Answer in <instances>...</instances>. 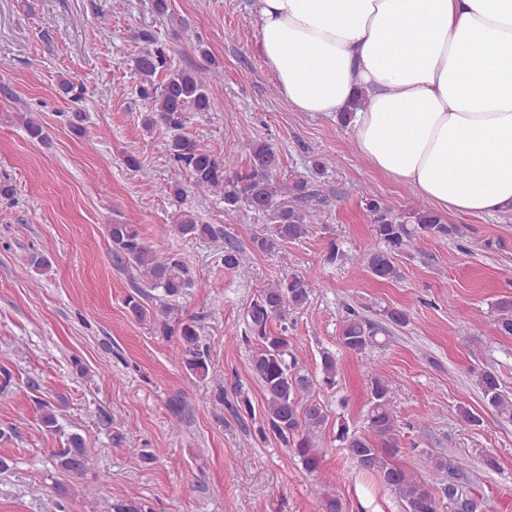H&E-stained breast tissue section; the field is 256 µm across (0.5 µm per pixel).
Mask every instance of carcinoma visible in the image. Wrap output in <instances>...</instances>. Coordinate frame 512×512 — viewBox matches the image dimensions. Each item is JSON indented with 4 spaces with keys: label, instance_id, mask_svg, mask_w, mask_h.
<instances>
[{
    "label": "carcinoma",
    "instance_id": "1",
    "mask_svg": "<svg viewBox=\"0 0 512 512\" xmlns=\"http://www.w3.org/2000/svg\"><path fill=\"white\" fill-rule=\"evenodd\" d=\"M133 39L140 44L136 54L134 73L136 90L143 100L151 104L144 114L142 127L151 132L161 128L168 133L166 156L169 163L189 177V184L178 182L170 186L177 198L194 195L218 194L224 200V210L237 212L246 209L258 213L272 225V236H256L252 243L262 252L269 250L278 239L283 242L299 240L309 233V203L320 196V190L299 175L288 180L277 178L282 167L277 149L253 136L243 128L237 136V145L248 159V170L243 174H230L224 168V157L201 140L187 135L184 129L192 112L212 110L207 91L209 75L218 73L217 67L176 68L172 65L170 49L151 28L135 31ZM52 95H63L73 102L84 99L85 87L81 82L68 79L49 87ZM373 215L375 237L384 249H367L362 262L370 272L381 279L398 277L395 257L406 252L418 237L448 239L458 229L444 218L424 208H410L395 213L379 200L367 198ZM171 232L180 239L224 237V267L246 274L241 265V250L237 241L224 236V230L211 224H199L189 213H184ZM107 237L113 259L130 273L132 293L126 307L140 317L145 316L144 301L159 303L155 320L160 332L170 336L178 333L181 346L180 361L189 377L203 380L209 371V348L201 340L197 321H178V327L169 325L175 312L174 302L195 287L191 268L177 252H158L147 244L138 225L112 223L107 225ZM310 280L295 274H283L261 289L247 309V331L243 341L251 347L250 371L265 393L264 421L259 433L274 437L298 457L304 468L312 473L320 469L322 456L317 448V433L328 420L324 406L308 400L307 393L320 386L327 390L336 387V357L328 352L321 355V376L313 378L297 370V362L288 360V314L303 308L309 300ZM380 315L387 323L404 326L409 314L403 309L385 308ZM498 333L512 335V297L497 302ZM382 326L351 308L343 321L339 342L350 353L362 355L381 345L378 335ZM477 385L487 404L498 413L512 417V399L501 390L494 372L477 373ZM236 403L230 405L233 416L241 421L253 418L254 408L247 395L235 388ZM388 385L380 380L372 382L366 423L369 430L384 440L378 449L364 435H358L342 424L336 441L347 451L358 470L376 475L381 482L401 499L404 512H441L443 503L454 509L460 504L477 512L478 505L468 497L464 478L465 462L431 459L427 468L436 473H448V481L429 489L426 482L403 467L388 463L384 456L399 452L397 419L390 408ZM41 424L52 434L66 436L64 444L52 450L56 467L74 475L87 473L94 465L93 457L78 433L65 434L59 415L52 405L41 404Z\"/></svg>",
    "mask_w": 512,
    "mask_h": 512
}]
</instances>
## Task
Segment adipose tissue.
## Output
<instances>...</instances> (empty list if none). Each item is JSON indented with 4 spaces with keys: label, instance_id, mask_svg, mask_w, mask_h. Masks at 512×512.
<instances>
[{
    "label": "adipose tissue",
    "instance_id": "obj_1",
    "mask_svg": "<svg viewBox=\"0 0 512 512\" xmlns=\"http://www.w3.org/2000/svg\"><path fill=\"white\" fill-rule=\"evenodd\" d=\"M297 112L347 115L358 154L440 211L512 212V0H252Z\"/></svg>",
    "mask_w": 512,
    "mask_h": 512
}]
</instances>
